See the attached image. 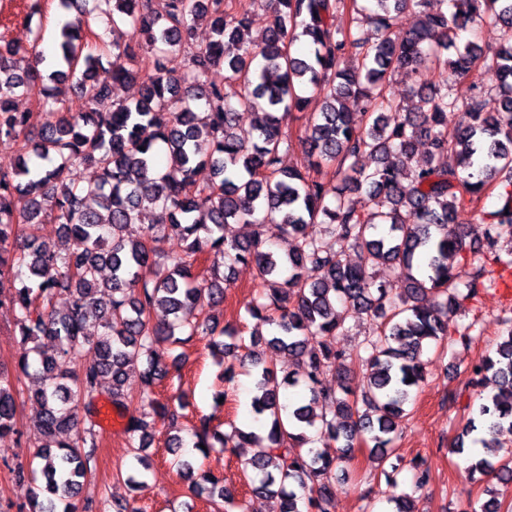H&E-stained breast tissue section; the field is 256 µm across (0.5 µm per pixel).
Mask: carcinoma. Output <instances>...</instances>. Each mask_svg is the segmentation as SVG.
Masks as SVG:
<instances>
[{"instance_id": "cac0c4a2", "label": "carcinoma", "mask_w": 512, "mask_h": 512, "mask_svg": "<svg viewBox=\"0 0 512 512\" xmlns=\"http://www.w3.org/2000/svg\"><path fill=\"white\" fill-rule=\"evenodd\" d=\"M369 2L365 11L358 0H269L271 20L255 45L244 0H58L60 9L75 7L82 18L60 26L54 58L42 72L16 66L26 56L44 58L41 34L27 47L0 41V138L21 142L11 161H0V275L20 283L9 298L20 337L14 371L0 362V436L19 434L17 398L26 392L40 405L43 440L30 463L34 490L21 512H76L98 448L93 427L77 429V410L91 411L103 379H111L116 405L142 398L166 377L167 358L181 359L197 336L224 335L211 313L185 318L224 302L226 277L199 269L210 250L224 252L232 265H253L262 285L248 314L274 327L270 335L238 334L235 343L213 340L210 348L225 378H234L237 365L255 374L250 411L267 434L231 421L222 430L205 417L191 428L193 447L232 452L253 445L258 451L243 467L251 495L279 497V512H333L329 478L363 443L377 465L390 466L382 474L392 512H418L414 496L395 492L403 462L395 445L413 388L425 377L424 348L448 339V314L497 284L482 256L495 253L500 238L512 241V0ZM404 10L414 13V25L396 40L391 21ZM95 14L112 21L118 62L110 70L102 61L106 43L93 52L83 28ZM345 14L347 27L338 23ZM203 19L212 39L198 48ZM361 21L374 27L373 40L354 37L352 24ZM477 21L502 29L493 50L461 41ZM301 39L305 53L292 50ZM220 65L240 89L234 102L225 87L207 82L210 67ZM479 67L499 76L497 113L484 111V91L468 81ZM77 70L81 104L74 111L55 84ZM400 71L414 76V112L386 94ZM136 79L138 99L112 100L113 85ZM25 93L41 97L43 112L15 108ZM314 95L322 107L307 115ZM189 99L202 102L203 111ZM243 111L253 115L244 135ZM450 112L464 114L452 129ZM297 113L305 119V160L287 169L281 157L293 148ZM448 154L454 165L435 164ZM365 156L373 167L359 165ZM86 165L96 169L95 180L82 179ZM207 165L213 179L200 184L196 172ZM499 176L502 205L479 216L489 225L486 246L468 243L466 202L481 199ZM360 190L362 209L352 200ZM21 197L27 205L19 208ZM49 199L55 205L47 213ZM147 209L159 211L158 226L181 241L180 257L166 262L153 254L149 240L158 226L140 224ZM46 219L72 241L66 253L24 233V225ZM226 224L256 230L228 241ZM266 224L292 241L288 251L265 245ZM338 242L359 250L361 263L344 261ZM465 249L471 271L463 292L462 271L451 258ZM383 266L399 271V292L375 278ZM59 294L67 296L62 311L55 307ZM351 312L379 319L355 352L339 344ZM263 348L288 356L295 370L278 376ZM86 349L94 358L71 367ZM361 354L368 371L357 399L347 363ZM132 369L135 388L127 385ZM329 369L338 373L334 387L321 385ZM471 373L474 385L491 380L496 392L471 409L453 448L464 453L465 437L484 429L486 436L472 443L486 456L468 464L467 474L512 483V458L503 462L497 454V435L512 433V325ZM25 378L34 386L23 388ZM298 386L308 400L283 392ZM183 407L158 403L152 410L174 426ZM126 432L132 452L120 476L136 490L151 467L144 451L153 434L141 417L131 418ZM324 439L343 441L336 456L315 446ZM171 465L193 497L245 512L224 477L179 457ZM411 469L414 487L424 489L428 466L414 460Z\"/></svg>"}]
</instances>
